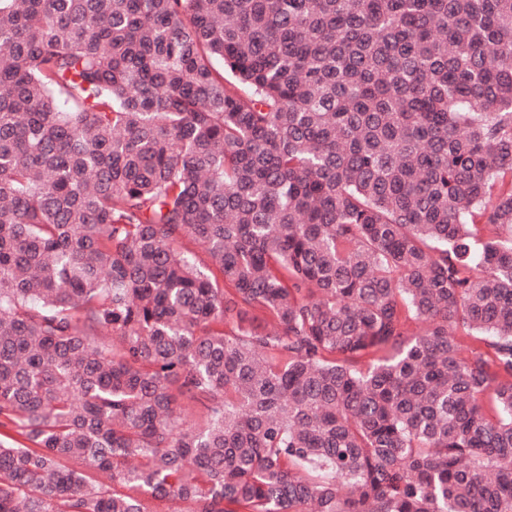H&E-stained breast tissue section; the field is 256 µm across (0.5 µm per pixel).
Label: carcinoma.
<instances>
[{"label":"carcinoma","instance_id":"carcinoma-1","mask_svg":"<svg viewBox=\"0 0 512 512\" xmlns=\"http://www.w3.org/2000/svg\"><path fill=\"white\" fill-rule=\"evenodd\" d=\"M165 501L512 512V0H0V512Z\"/></svg>","mask_w":512,"mask_h":512}]
</instances>
